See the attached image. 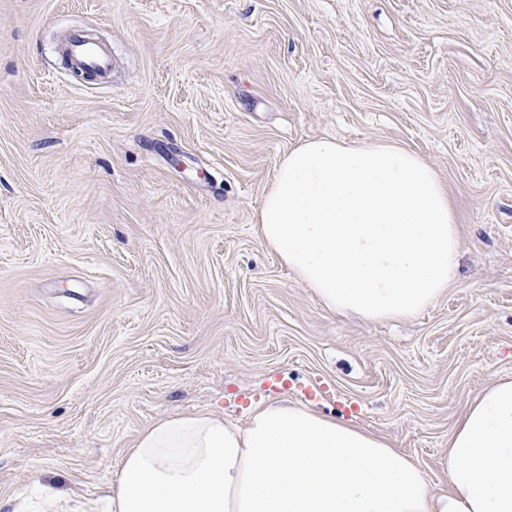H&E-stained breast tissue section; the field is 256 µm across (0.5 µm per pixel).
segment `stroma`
Returning <instances> with one entry per match:
<instances>
[{
	"instance_id": "obj_1",
	"label": "stroma",
	"mask_w": 512,
	"mask_h": 512,
	"mask_svg": "<svg viewBox=\"0 0 512 512\" xmlns=\"http://www.w3.org/2000/svg\"><path fill=\"white\" fill-rule=\"evenodd\" d=\"M109 83L71 71L73 29ZM397 143L463 250L402 321L327 311L255 214L305 141ZM512 377V0H0V496L101 495L158 419L339 414L419 461ZM324 389L306 400L307 387ZM65 51L75 69L89 71L101 81L111 77L112 62L107 51L91 42L85 32H75L69 38Z\"/></svg>"
}]
</instances>
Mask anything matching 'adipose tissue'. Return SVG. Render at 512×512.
Wrapping results in <instances>:
<instances>
[{
  "label": "adipose tissue",
  "mask_w": 512,
  "mask_h": 512,
  "mask_svg": "<svg viewBox=\"0 0 512 512\" xmlns=\"http://www.w3.org/2000/svg\"><path fill=\"white\" fill-rule=\"evenodd\" d=\"M255 221L328 311L408 319L452 279L461 238L446 185L391 143L314 139L278 164ZM433 486L421 464L350 421L269 402L245 425L155 421L109 495L82 512H512V378L457 420Z\"/></svg>",
  "instance_id": "adipose-tissue-1"
}]
</instances>
